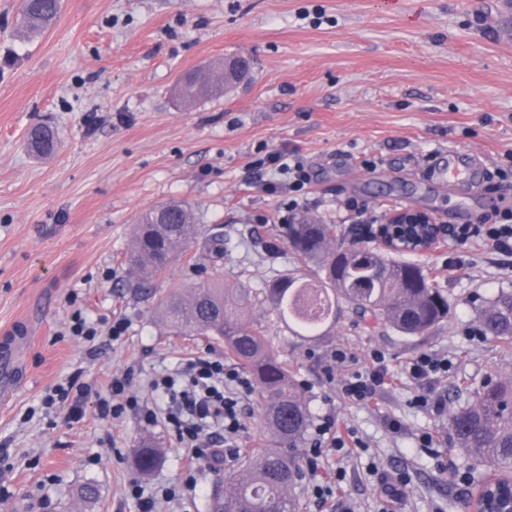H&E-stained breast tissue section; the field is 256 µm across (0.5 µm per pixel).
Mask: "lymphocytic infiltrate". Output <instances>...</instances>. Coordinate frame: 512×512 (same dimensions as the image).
<instances>
[{
  "label": "lymphocytic infiltrate",
  "mask_w": 512,
  "mask_h": 512,
  "mask_svg": "<svg viewBox=\"0 0 512 512\" xmlns=\"http://www.w3.org/2000/svg\"><path fill=\"white\" fill-rule=\"evenodd\" d=\"M251 169L267 191L276 190L277 178L282 174L287 175L288 191L293 195L309 182L303 163L284 151L265 152L253 160ZM454 236L461 243L481 236L495 247L511 248L512 211H497L481 217L475 226L461 227ZM373 359L376 363L373 370L355 375L342 384L343 393L354 403H373L388 382L383 355L374 354ZM447 370V358L432 354L419 355L410 362L409 374L419 386L415 397L418 406L437 414L442 412L445 401L433 394L431 382ZM151 385L168 398L163 413L141 406L137 397L128 395L126 378L118 376L109 380L106 394L98 401V412L104 418H117L131 411L149 424L164 419L169 432L189 450L193 463L187 467L180 484L164 488L161 497L169 500L191 497L197 488L195 461L215 458L217 439L232 442L239 431L241 411L237 392L247 389L248 383L235 368L223 361L198 358L189 360L177 373L153 379Z\"/></svg>",
  "instance_id": "1"
}]
</instances>
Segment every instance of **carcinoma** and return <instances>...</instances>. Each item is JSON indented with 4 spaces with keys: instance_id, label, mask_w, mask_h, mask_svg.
<instances>
[{
    "instance_id": "carcinoma-1",
    "label": "carcinoma",
    "mask_w": 512,
    "mask_h": 512,
    "mask_svg": "<svg viewBox=\"0 0 512 512\" xmlns=\"http://www.w3.org/2000/svg\"><path fill=\"white\" fill-rule=\"evenodd\" d=\"M60 0H23L21 23L30 31L49 26L58 16ZM244 78L228 71L224 62L185 75L178 94L185 101L219 98ZM59 141L49 125L32 128L29 153L51 154ZM200 234L193 208L169 201L144 212L134 227V251L128 263L138 280L155 279L176 260L188 255ZM285 238L294 267L278 272L256 294L245 288L229 291L218 282H200L175 289L159 308L170 329L181 336H210L252 377L257 403L263 410L270 440L245 456L220 478L209 503L222 502L223 512H301L289 490L302 474L299 448L312 426V413L300 384L280 358L260 322L245 324V311L260 301L276 312L295 337L327 336L336 326L341 305L358 317L365 332L389 327L404 336H425L448 320V293L424 266L402 261L370 242L375 237H347L334 224L301 217L286 225ZM324 315L311 318L319 301ZM485 339L512 348V290L501 289L486 299L478 316ZM454 445L474 458L468 467L471 485H484L490 476H512V380H484L473 401L459 407L449 420ZM157 455L145 443L136 456L138 469L152 471Z\"/></svg>"
}]
</instances>
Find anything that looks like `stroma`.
Returning <instances> with one entry per match:
<instances>
[{
  "mask_svg": "<svg viewBox=\"0 0 512 512\" xmlns=\"http://www.w3.org/2000/svg\"><path fill=\"white\" fill-rule=\"evenodd\" d=\"M19 7L0 0V331L25 319L34 339L0 409V512H139L131 486L150 494L179 483L187 451L163 422L100 418L98 393L124 373L130 394L155 404L156 371L224 354L209 337L176 335L158 311L160 296L200 276L185 261L139 287L126 258L141 214L191 204L202 234L224 236L223 259H204L202 276L255 290L292 262L277 235L287 196L249 182L263 148L303 161L307 216L356 232L403 210L475 223L495 190L435 169L451 153L492 168L512 153V0H61L34 37L21 31ZM231 56L250 63L243 81L220 98L181 100L186 73ZM43 123L60 139L37 159L25 142ZM413 260L452 302L427 336L369 335L347 313L329 335L299 339L265 307L249 312L295 366L313 418L336 416L350 438L349 453L325 447L316 472L297 481L302 512H320L318 485L329 512H463L470 486L448 414L486 376L512 378V350L474 333L482 300L512 289V250L451 239ZM78 312L97 323L94 341L72 335ZM119 320L127 329L115 341ZM376 351L390 383L374 404L352 403L341 384L371 369ZM423 353L448 360L434 380L440 416L414 404L408 367ZM66 378L92 389L74 418L42 402ZM425 432L434 447L419 446ZM144 440L160 457L147 474L135 460ZM236 463L218 459L195 499L159 501L157 512H208L213 484ZM86 484L94 502L77 495Z\"/></svg>",
  "mask_w": 512,
  "mask_h": 512,
  "instance_id": "obj_1",
  "label": "stroma"
}]
</instances>
